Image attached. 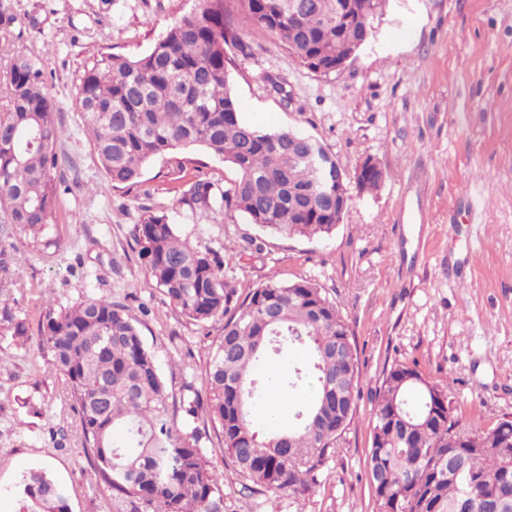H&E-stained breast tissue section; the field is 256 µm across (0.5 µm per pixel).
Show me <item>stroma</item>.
Wrapping results in <instances>:
<instances>
[{"instance_id":"obj_1","label":"stroma","mask_w":512,"mask_h":512,"mask_svg":"<svg viewBox=\"0 0 512 512\" xmlns=\"http://www.w3.org/2000/svg\"><path fill=\"white\" fill-rule=\"evenodd\" d=\"M194 0H0L20 49L43 56L63 134L54 221L34 233L0 226V512H21L25 472L61 484L70 512L133 510L95 472L67 383L41 345L47 308L89 295L123 303L166 379L172 403L205 395L223 320L204 325L170 304L141 264L133 229L167 214L199 250L235 248L226 272L239 294L269 276L307 278L335 299L360 357L359 414L313 493L252 494L224 461V512H376L366 479L369 423L383 371L417 364L446 381L464 421L512 418V0H390L373 37L346 68L324 75L269 33L247 28L225 48L243 120L319 139L347 176L366 160L379 188H351L332 236L260 237L236 210L185 203L197 181L231 187L233 169L201 148L151 162L137 186L109 185L77 103L81 75L105 53L141 55ZM24 323L25 335L14 333Z\"/></svg>"}]
</instances>
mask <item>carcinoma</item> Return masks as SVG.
Instances as JSON below:
<instances>
[{
  "mask_svg": "<svg viewBox=\"0 0 512 512\" xmlns=\"http://www.w3.org/2000/svg\"><path fill=\"white\" fill-rule=\"evenodd\" d=\"M195 0L142 55L105 54L84 70L78 107L98 162L114 188H131L153 160L201 147L236 172L216 198L199 181L189 202L242 212L265 234L326 238L343 217L336 180L297 158L302 133L263 129L242 120L224 46L243 22L278 38L308 69L343 70L373 34L389 0ZM47 64L15 51L6 75L8 107L0 113V224L36 231L50 223L59 190L55 102ZM145 269L165 297L197 324L224 319L205 370L206 398L170 408L168 385L128 306L87 297L42 318V346L67 382L101 477L133 506L152 512H224L218 474L210 468L199 412L224 433V458L252 493L303 495L336 453L359 411L357 347L336 301L310 279L271 276L240 297L223 275L225 258L182 240L165 214L134 226ZM303 345L309 360L283 376H262L261 364ZM312 388L306 400L295 399ZM449 385L415 365L393 363L375 392L368 483L377 512H455L469 488L472 512L488 499L512 512V419L485 429L466 426ZM273 395L288 400L294 425L261 432L252 408ZM26 512H69L62 487L45 471L22 479Z\"/></svg>",
  "mask_w": 512,
  "mask_h": 512,
  "instance_id": "obj_1",
  "label": "carcinoma"
}]
</instances>
